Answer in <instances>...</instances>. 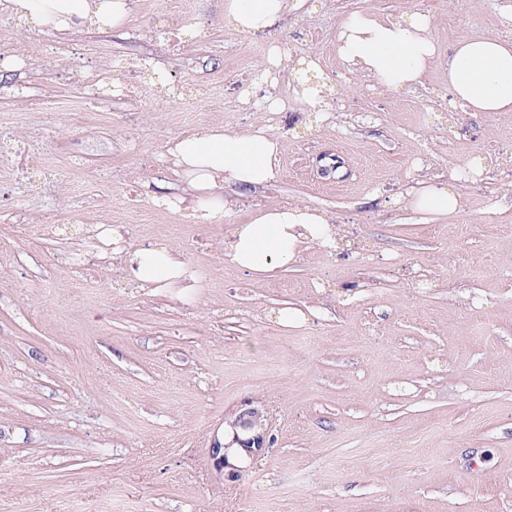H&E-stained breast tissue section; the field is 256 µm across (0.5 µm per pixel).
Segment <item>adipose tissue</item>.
<instances>
[{
	"mask_svg": "<svg viewBox=\"0 0 512 512\" xmlns=\"http://www.w3.org/2000/svg\"><path fill=\"white\" fill-rule=\"evenodd\" d=\"M306 0H224V19L242 32L263 31L282 17L303 9ZM20 17L33 19L57 31L77 23L113 29L128 17L127 0H7ZM431 16L415 13L395 20L361 13L350 14L337 36V52L349 67L400 89L421 83L439 56L430 37ZM448 87L465 112H512V39L474 36L458 42L447 61ZM175 173L188 184L201 219L222 221L232 206L218 192L230 181L243 189L267 184L275 174L280 152L277 139L264 130L230 133L213 126L179 139L169 147ZM409 207L448 215L460 207L453 189L410 188ZM231 260L251 272L256 281L295 264L311 247L336 241V229L326 215L304 204L267 206L256 210L247 223L235 225ZM134 277L150 288L172 285L188 275L187 264L172 250H135L129 254Z\"/></svg>",
	"mask_w": 512,
	"mask_h": 512,
	"instance_id": "ef3b65f1",
	"label": "adipose tissue"
}]
</instances>
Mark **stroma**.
I'll list each match as a JSON object with an SVG mask.
<instances>
[{"mask_svg": "<svg viewBox=\"0 0 512 512\" xmlns=\"http://www.w3.org/2000/svg\"><path fill=\"white\" fill-rule=\"evenodd\" d=\"M507 0H307L276 31L243 33L224 0H133L123 30L19 32L47 57L131 56L112 91L134 105L90 109L75 69L38 91L0 80V126L49 133L42 168L0 171V512H512V112H464L442 61L457 40L501 36ZM432 15L441 58L423 85L352 72L336 33L354 12ZM282 57L259 77L271 46ZM317 60L327 88L303 103L292 66ZM36 109L16 112L18 98ZM281 152L274 179L220 188L229 218L167 227L188 209L126 224L134 202L189 197L164 161L177 113ZM112 149L80 159L83 134ZM452 186L445 218L406 206L417 181ZM77 185L56 195L55 183ZM67 213L31 243L13 212ZM303 203L338 233L274 278L231 260V233L257 208ZM174 249L194 287L143 288L127 250ZM300 312L294 326L282 309ZM273 443L242 477L208 457L224 415L251 399Z\"/></svg>", "mask_w": 512, "mask_h": 512, "instance_id": "stroma-1", "label": "stroma"}]
</instances>
